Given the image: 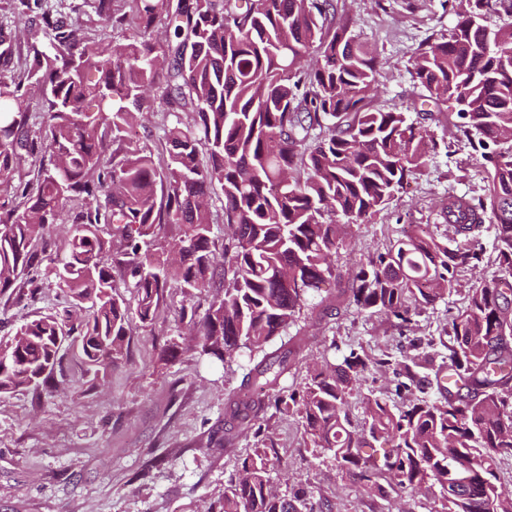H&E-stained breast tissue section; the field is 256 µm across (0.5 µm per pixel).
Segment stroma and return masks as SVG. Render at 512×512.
<instances>
[{
  "instance_id": "stroma-1",
  "label": "stroma",
  "mask_w": 512,
  "mask_h": 512,
  "mask_svg": "<svg viewBox=\"0 0 512 512\" xmlns=\"http://www.w3.org/2000/svg\"><path fill=\"white\" fill-rule=\"evenodd\" d=\"M338 19L384 61L374 107L420 115L412 107L421 91L408 69L427 35L454 26L459 0H333ZM457 118L445 112L428 128L439 147L410 176L387 208L369 223L352 225L336 256L351 267L383 250L408 225L428 226L438 237L451 229L440 214L451 195L481 196L483 167L467 145L454 144ZM481 244L486 262L465 268L457 284L433 308L413 315L409 327L347 306L335 285L310 298L298 326L304 342L294 365L270 397L301 391L309 365L341 363L350 350L390 360L416 357L427 371L441 363L431 337L465 306L469 288L491 280L496 267L494 231ZM209 288L193 297L171 288L156 320L131 318L127 361L113 366L95 385L73 382L40 393L0 397V512H208L217 504L240 459L254 448L252 430L225 409L224 390L239 386L248 368L240 359L231 369L211 364L196 348L173 361L160 353L169 339L182 340V308H208ZM60 290L45 276L36 298L0 302V336L21 318L58 307ZM279 448L272 476L280 493L305 492L317 512H440L439 487L413 491L401 487L388 497L366 493L337 467L328 451L312 447L296 413L268 408L258 420Z\"/></svg>"
}]
</instances>
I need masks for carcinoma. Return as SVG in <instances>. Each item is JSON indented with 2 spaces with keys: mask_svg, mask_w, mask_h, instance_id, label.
<instances>
[{
  "mask_svg": "<svg viewBox=\"0 0 512 512\" xmlns=\"http://www.w3.org/2000/svg\"><path fill=\"white\" fill-rule=\"evenodd\" d=\"M86 3L111 35L75 26L68 12L79 7L68 0H0V298L35 296L45 261L65 297L62 310L0 336V395L66 385L72 362L93 384L127 357L129 307L105 260L117 235L143 324L171 285L188 296L220 285L203 315L181 319L200 354L226 366L243 348L256 357L224 393L235 417L255 416L262 391L288 374V332L305 303L346 278L333 255L347 229L382 211L438 143L407 113L372 106L381 59L336 23L331 0ZM494 6L512 15V0H468L452 29L419 43L409 70L436 111L457 113L456 141L481 160L484 196L443 203L454 247L412 230L346 278L350 303L405 328L444 299L460 267L483 263L491 224L496 275L468 289L441 331L448 370L467 391L441 394L438 373L406 359L398 387L420 395L397 413L363 397L359 430L350 398L369 365L391 361L352 350L310 371L286 406L367 493H386L385 474L411 489L437 485L446 512H512L497 474L512 457V28L484 24ZM157 100L172 116L160 148L126 141ZM217 187L226 265L212 239ZM65 209L59 244L51 227ZM167 224L183 232L166 249L156 242ZM254 438L209 512H314L303 495L277 494L279 450ZM381 439L395 445L377 464L370 450Z\"/></svg>",
  "mask_w": 512,
  "mask_h": 512,
  "instance_id": "obj_1",
  "label": "carcinoma"
}]
</instances>
